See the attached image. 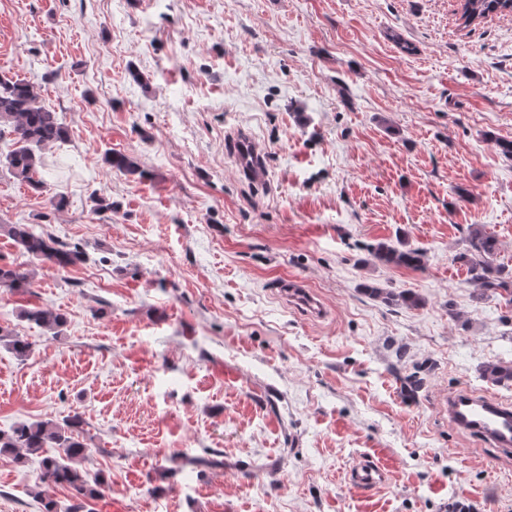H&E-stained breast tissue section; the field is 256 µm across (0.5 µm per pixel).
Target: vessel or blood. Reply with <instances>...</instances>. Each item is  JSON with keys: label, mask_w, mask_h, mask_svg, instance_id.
Listing matches in <instances>:
<instances>
[{"label": "vessel or blood", "mask_w": 512, "mask_h": 512, "mask_svg": "<svg viewBox=\"0 0 512 512\" xmlns=\"http://www.w3.org/2000/svg\"><path fill=\"white\" fill-rule=\"evenodd\" d=\"M281 292L286 300L308 316H322V302L302 281L283 284ZM448 419L457 429L476 434L497 447L512 448L511 402H499L461 390L448 400ZM348 478L356 488L369 490L383 486L388 480V472L380 463L367 460L355 464Z\"/></svg>", "instance_id": "vessel-or-blood-1"}]
</instances>
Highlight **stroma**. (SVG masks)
Segmentation results:
<instances>
[{"label":"stroma","instance_id":"obj_1","mask_svg":"<svg viewBox=\"0 0 512 512\" xmlns=\"http://www.w3.org/2000/svg\"><path fill=\"white\" fill-rule=\"evenodd\" d=\"M462 0H0V75L31 82L64 141L40 188L5 164L0 224L87 254L61 269L0 236V429L79 414L93 512H512V451L457 430L462 389L512 400V299L456 257L470 226L512 268V13ZM411 52H404L402 44ZM264 167L245 177L233 142ZM141 175L109 168L108 151ZM115 208L99 211L94 195ZM66 201L54 209L57 198ZM407 240L421 269L379 264ZM302 280L327 314L288 305ZM410 291L406 309L369 296ZM61 310L55 336L21 320ZM404 359H397V349ZM423 369L418 392L401 376ZM388 483L347 480L360 458ZM36 458L0 455V512H41ZM508 2L512 0H464L461 19L464 25L487 18L490 14L512 13ZM30 285V273L19 267L0 265V288L19 290Z\"/></svg>","mask_w":512,"mask_h":512}]
</instances>
